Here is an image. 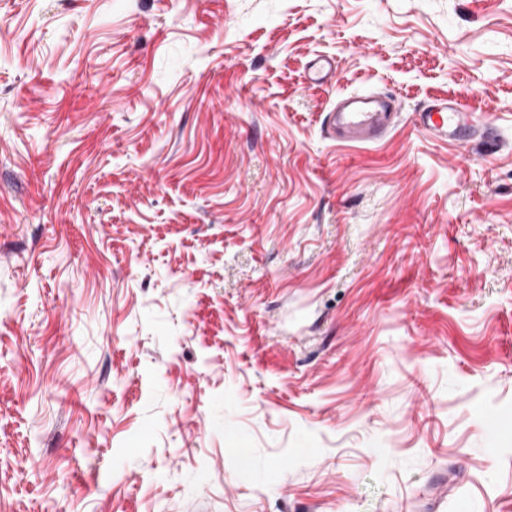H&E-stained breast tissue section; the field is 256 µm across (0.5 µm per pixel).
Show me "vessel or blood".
I'll list each match as a JSON object with an SVG mask.
<instances>
[{
	"mask_svg": "<svg viewBox=\"0 0 512 512\" xmlns=\"http://www.w3.org/2000/svg\"><path fill=\"white\" fill-rule=\"evenodd\" d=\"M336 76L332 56L320 55L311 61L308 79L328 83ZM401 110L398 99L387 94L346 92L338 96L334 107L323 118L328 138L345 143L372 144L380 141L394 127ZM414 126L432 136L449 140L480 139L493 145L499 131L482 112L468 108L454 98L438 99L417 109Z\"/></svg>",
	"mask_w": 512,
	"mask_h": 512,
	"instance_id": "1",
	"label": "vessel or blood"
}]
</instances>
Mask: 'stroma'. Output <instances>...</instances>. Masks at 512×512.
I'll list each match as a JSON object with an SVG mask.
<instances>
[{"mask_svg": "<svg viewBox=\"0 0 512 512\" xmlns=\"http://www.w3.org/2000/svg\"><path fill=\"white\" fill-rule=\"evenodd\" d=\"M0 512H512V0H0ZM336 77V62L330 55H318L310 62L308 80L312 83H328ZM401 103L387 94L345 92L323 118L328 138L345 143L372 144L394 127ZM414 126L432 136L449 140L479 138L499 142V131L483 112L468 108L455 98L437 99L413 112Z\"/></svg>", "mask_w": 512, "mask_h": 512, "instance_id": "1", "label": "stroma"}]
</instances>
